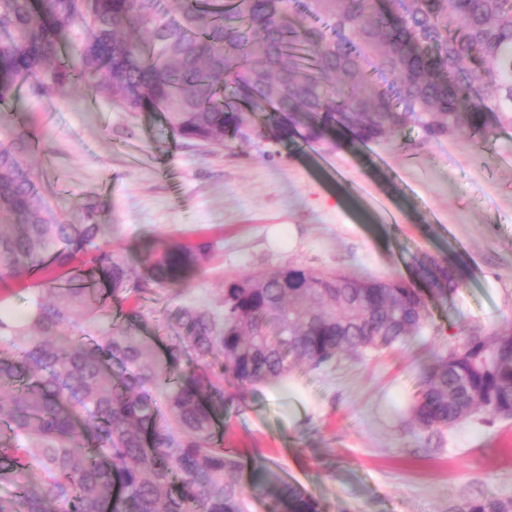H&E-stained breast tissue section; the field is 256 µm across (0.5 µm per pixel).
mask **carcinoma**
<instances>
[{"mask_svg":"<svg viewBox=\"0 0 512 512\" xmlns=\"http://www.w3.org/2000/svg\"><path fill=\"white\" fill-rule=\"evenodd\" d=\"M389 74L373 83L365 63ZM335 78L333 86L328 77ZM77 81L130 112H160L185 142H359L420 123L424 139L491 136L512 123V0H0V98L30 85L64 97ZM26 132L0 140V284L34 274L21 319L0 315V512H248L224 447V373L237 385L281 380L419 333L423 289L361 292L346 272L283 268L229 279L211 309L179 308L183 334L158 353L123 309L145 292L125 259L97 245L108 225L48 208ZM93 255L75 266L87 248ZM205 241L153 248L144 281L174 288L209 259ZM420 278L444 296L456 269L429 255ZM479 411L512 419V326L471 331L423 369L411 404L438 433ZM270 512H321L279 483ZM453 512H512V498Z\"/></svg>","mask_w":512,"mask_h":512,"instance_id":"cac0c4a2","label":"carcinoma"}]
</instances>
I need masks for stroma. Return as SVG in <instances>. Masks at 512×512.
I'll list each match as a JSON object with an SVG mask.
<instances>
[{"mask_svg": "<svg viewBox=\"0 0 512 512\" xmlns=\"http://www.w3.org/2000/svg\"><path fill=\"white\" fill-rule=\"evenodd\" d=\"M30 132L27 161L47 204L80 221L86 203L112 227L133 270L149 249L201 239L209 264L179 288L149 287L141 336L161 315L214 304L225 280L299 266L418 282L415 259L456 266L461 282L429 300V322L406 344L296 368L224 409V445L249 512H269L279 481L322 512H451L462 500L512 497V419L477 413L435 435L410 407L421 369L473 329L512 323V125L485 141L424 139L418 122L367 143L175 138L160 113L128 112L83 84L67 98L31 87L0 102V138Z\"/></svg>", "mask_w": 512, "mask_h": 512, "instance_id": "35a3bbf8", "label": "stroma"}]
</instances>
